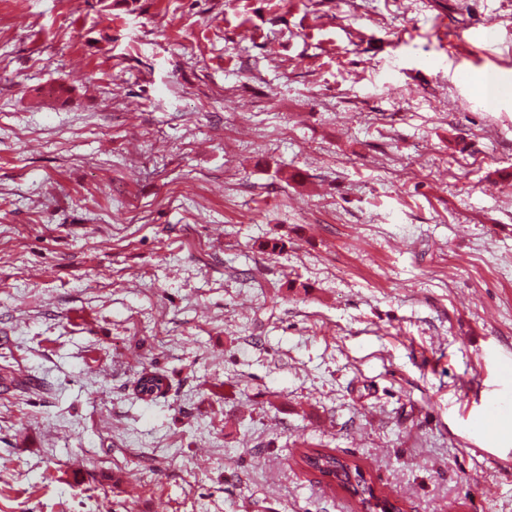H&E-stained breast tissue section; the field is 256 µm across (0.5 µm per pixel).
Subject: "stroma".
Masks as SVG:
<instances>
[{
  "instance_id": "obj_1",
  "label": "stroma",
  "mask_w": 512,
  "mask_h": 512,
  "mask_svg": "<svg viewBox=\"0 0 512 512\" xmlns=\"http://www.w3.org/2000/svg\"><path fill=\"white\" fill-rule=\"evenodd\" d=\"M489 68L512 0H0V512H512ZM301 462L309 468L320 473L332 472L338 482L337 485L346 488L352 487L354 494L359 497V502L364 510L368 512H400V508L391 505L387 497H379L375 494L374 488L367 482L358 464L343 461L334 455L321 450H307L300 455ZM372 500L375 501L374 508ZM381 506V509H378ZM391 510H385V507ZM366 509V510H365Z\"/></svg>"
}]
</instances>
